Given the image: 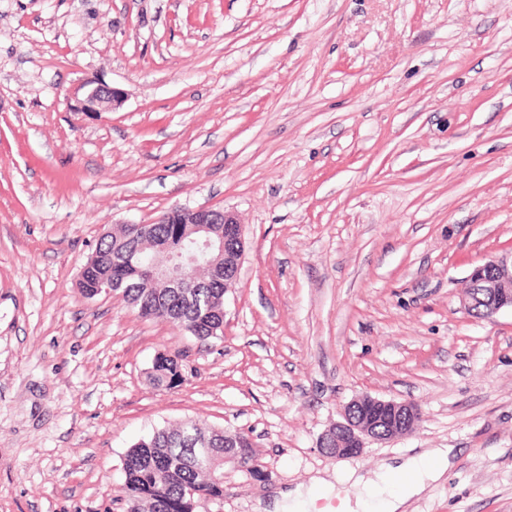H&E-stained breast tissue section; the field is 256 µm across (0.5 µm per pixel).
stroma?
<instances>
[{
  "instance_id": "stroma-1",
  "label": "stroma",
  "mask_w": 512,
  "mask_h": 512,
  "mask_svg": "<svg viewBox=\"0 0 512 512\" xmlns=\"http://www.w3.org/2000/svg\"><path fill=\"white\" fill-rule=\"evenodd\" d=\"M200 207L242 226L223 337L80 294L115 223ZM510 252L512 0H0V512H123L128 449L188 420L259 469L197 512L428 448L408 512H512V310L462 304ZM362 394L422 421L323 453ZM123 98L120 89L100 84L88 91L83 109L86 112H97V107L105 106L114 110L122 104ZM181 357L178 352L158 355L153 363L151 380L157 385L165 384L169 388L179 386L183 370Z\"/></svg>"
}]
</instances>
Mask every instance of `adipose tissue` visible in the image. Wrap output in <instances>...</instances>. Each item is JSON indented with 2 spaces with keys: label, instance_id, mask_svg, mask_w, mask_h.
Wrapping results in <instances>:
<instances>
[{
  "label": "adipose tissue",
  "instance_id": "ef3b65f1",
  "mask_svg": "<svg viewBox=\"0 0 512 512\" xmlns=\"http://www.w3.org/2000/svg\"><path fill=\"white\" fill-rule=\"evenodd\" d=\"M449 455V449L434 448L387 467L376 480L363 483V496L354 501L341 499V512H366L372 499L377 502L376 512H402L410 498L444 476L450 466Z\"/></svg>",
  "mask_w": 512,
  "mask_h": 512
}]
</instances>
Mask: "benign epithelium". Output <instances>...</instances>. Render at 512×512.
Masks as SVG:
<instances>
[{
  "instance_id": "obj_1",
  "label": "benign epithelium",
  "mask_w": 512,
  "mask_h": 512,
  "mask_svg": "<svg viewBox=\"0 0 512 512\" xmlns=\"http://www.w3.org/2000/svg\"><path fill=\"white\" fill-rule=\"evenodd\" d=\"M121 90L108 85H97L87 93L84 111L95 112L99 107L116 108L122 104ZM160 224H193L197 232L195 247L204 261L219 251L224 254V291L236 288L241 256L244 251L241 225L236 216L224 209L199 208L196 210L172 209L159 218ZM224 225V234L214 235L215 225ZM198 258V259H200ZM166 258H155L143 267L145 275L174 287L187 283L190 268L198 259L183 265L180 274H169ZM469 312L479 308L485 318H490L503 308H512V257H493L474 268L469 278V290L463 298ZM390 414L391 421L380 417ZM422 414L420 409L407 401L384 400L371 395L356 396L341 410V420L331 424L318 438V447L325 453L338 457L357 456L366 442L393 441L412 434Z\"/></svg>"
}]
</instances>
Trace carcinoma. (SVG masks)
<instances>
[{"mask_svg":"<svg viewBox=\"0 0 512 512\" xmlns=\"http://www.w3.org/2000/svg\"><path fill=\"white\" fill-rule=\"evenodd\" d=\"M186 225L153 224L148 235L132 225L123 224L107 233L85 264L79 291L94 297L99 283L114 285L115 294L138 314L178 324L201 341L218 339L224 331V285L212 270L202 269L193 288H172L149 280L141 271L139 258L174 248L190 247ZM182 358L179 353L156 357L151 380L169 388L182 382ZM203 441L198 457L185 451L187 436ZM230 445L224 431L187 421L153 432L134 443L124 463L121 499L126 512H196V503L220 497L224 484L216 481L214 463L224 459Z\"/></svg>","mask_w":512,"mask_h":512,"instance_id":"1","label":"carcinoma"}]
</instances>
